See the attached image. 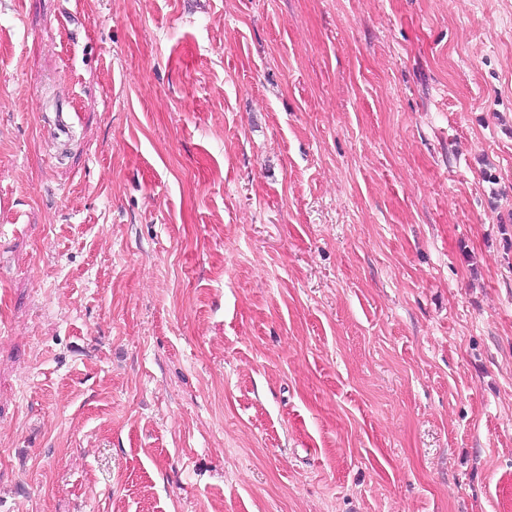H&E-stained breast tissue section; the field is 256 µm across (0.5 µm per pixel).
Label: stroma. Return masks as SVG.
I'll return each instance as SVG.
<instances>
[{"mask_svg":"<svg viewBox=\"0 0 512 512\" xmlns=\"http://www.w3.org/2000/svg\"><path fill=\"white\" fill-rule=\"evenodd\" d=\"M0 512H512V0H0Z\"/></svg>","mask_w":512,"mask_h":512,"instance_id":"1","label":"stroma"}]
</instances>
